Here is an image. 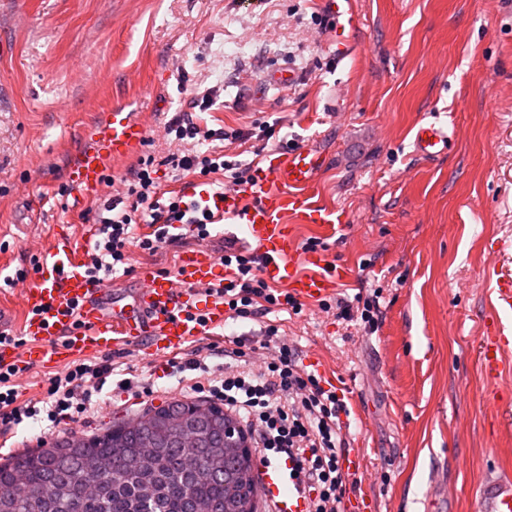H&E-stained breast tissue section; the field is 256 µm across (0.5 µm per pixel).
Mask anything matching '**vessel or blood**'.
<instances>
[{"label":"vessel or blood","mask_w":512,"mask_h":512,"mask_svg":"<svg viewBox=\"0 0 512 512\" xmlns=\"http://www.w3.org/2000/svg\"><path fill=\"white\" fill-rule=\"evenodd\" d=\"M335 21L337 48H345L357 18L353 0H324ZM87 144L68 168L67 182L74 198L101 196L115 163L140 153L147 139L144 123L123 106H112L85 133ZM452 137L436 121L419 123L415 153L432 159L448 152ZM323 158L297 146L288 149L268 169L258 170L252 182L213 191L195 182L181 190L189 209L201 208L212 222L232 219L244 225L246 242L262 259L261 275L272 287L303 303L318 302L346 281L349 267H328L326 256L300 247L303 224L323 230L344 223L342 210L316 204L313 188ZM41 269L15 293L25 312L17 333L22 346L0 344V364L24 370L56 368L76 359L115 349L143 347L146 354L179 353L185 346L223 328V297L207 294L208 284L232 277L210 246L180 255L175 275L143 273L133 288L116 287L108 277L93 279L82 269V258L67 238L55 239L42 251ZM494 301L512 312V273L490 269ZM512 350V332L499 327L482 337L479 360L490 376L504 371L505 354ZM290 462L267 463L264 490L278 512H305L302 491L290 477ZM477 491L481 512H512V471L485 476Z\"/></svg>","instance_id":"obj_1"}]
</instances>
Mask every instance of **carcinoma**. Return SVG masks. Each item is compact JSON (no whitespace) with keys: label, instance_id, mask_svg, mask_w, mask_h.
<instances>
[{"label":"carcinoma","instance_id":"1","mask_svg":"<svg viewBox=\"0 0 512 512\" xmlns=\"http://www.w3.org/2000/svg\"><path fill=\"white\" fill-rule=\"evenodd\" d=\"M194 409L209 414L203 428L168 427L169 415ZM225 417L220 406L172 401L143 414L136 426L18 452L0 462V512H25L32 498L37 512H256L255 498L245 492L253 464L224 447ZM89 456L110 469L90 474ZM17 471L26 473V484L14 482Z\"/></svg>","mask_w":512,"mask_h":512}]
</instances>
